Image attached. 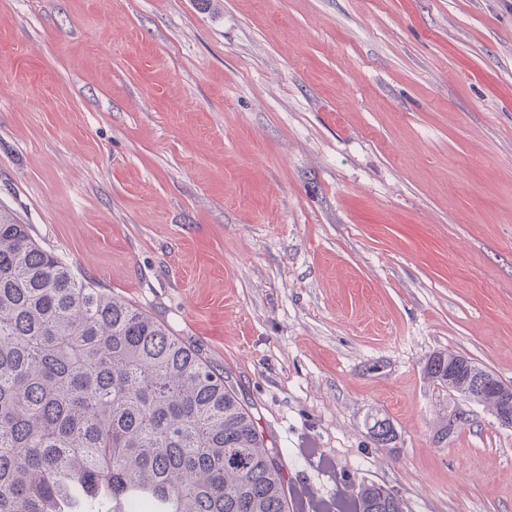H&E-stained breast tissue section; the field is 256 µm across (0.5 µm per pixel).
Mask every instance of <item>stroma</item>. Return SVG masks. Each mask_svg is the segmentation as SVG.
<instances>
[{"label":"stroma","mask_w":512,"mask_h":512,"mask_svg":"<svg viewBox=\"0 0 512 512\" xmlns=\"http://www.w3.org/2000/svg\"><path fill=\"white\" fill-rule=\"evenodd\" d=\"M1 206L223 370L289 512H512L424 374L512 384V0H0ZM448 359L468 360L452 352H438L430 357L424 366L426 376L442 388L446 390L453 388L457 379L462 375L472 376L476 374L467 363L462 364L456 360L448 362ZM359 512H405V505L400 497L384 495L380 486L370 484L360 492Z\"/></svg>","instance_id":"35a3bbf8"}]
</instances>
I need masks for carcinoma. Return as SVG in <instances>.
Here are the masks:
<instances>
[{
  "mask_svg": "<svg viewBox=\"0 0 512 512\" xmlns=\"http://www.w3.org/2000/svg\"><path fill=\"white\" fill-rule=\"evenodd\" d=\"M450 359L424 366L445 389ZM456 391L492 405L472 379ZM370 433L395 439L385 419ZM84 487L112 512H288L280 452L223 373L0 209V512H61ZM359 512L405 505L370 484Z\"/></svg>",
  "mask_w": 512,
  "mask_h": 512,
  "instance_id": "1",
  "label": "carcinoma"
}]
</instances>
